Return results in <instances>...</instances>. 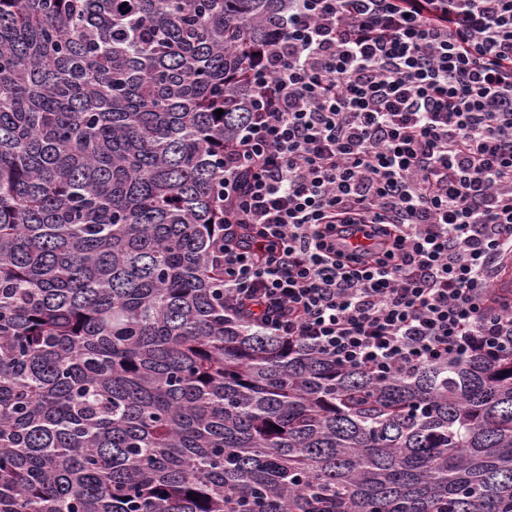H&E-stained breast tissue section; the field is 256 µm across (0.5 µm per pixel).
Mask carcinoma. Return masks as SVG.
<instances>
[{
  "label": "carcinoma",
  "mask_w": 512,
  "mask_h": 512,
  "mask_svg": "<svg viewBox=\"0 0 512 512\" xmlns=\"http://www.w3.org/2000/svg\"><path fill=\"white\" fill-rule=\"evenodd\" d=\"M287 10L0 0V512H512V336L374 377L224 319V142Z\"/></svg>",
  "instance_id": "cac0c4a2"
}]
</instances>
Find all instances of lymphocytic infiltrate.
<instances>
[{
	"mask_svg": "<svg viewBox=\"0 0 512 512\" xmlns=\"http://www.w3.org/2000/svg\"><path fill=\"white\" fill-rule=\"evenodd\" d=\"M224 145V316L340 369L495 359L512 0H291Z\"/></svg>",
	"mask_w": 512,
	"mask_h": 512,
	"instance_id": "lymphocytic-infiltrate-1",
	"label": "lymphocytic infiltrate"
}]
</instances>
